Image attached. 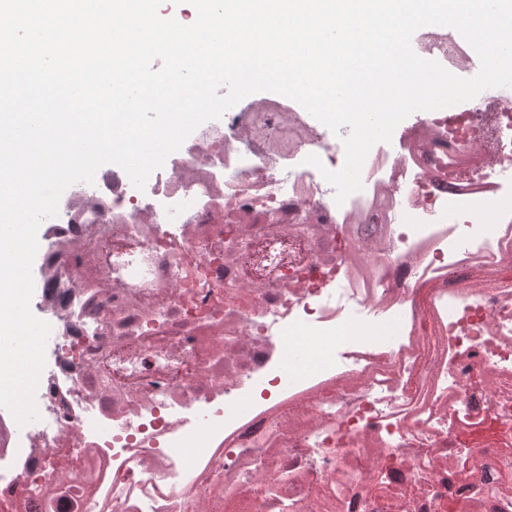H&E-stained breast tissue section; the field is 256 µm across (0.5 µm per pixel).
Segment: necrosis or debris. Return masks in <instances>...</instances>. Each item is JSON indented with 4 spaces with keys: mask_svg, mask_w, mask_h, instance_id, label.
I'll list each match as a JSON object with an SVG mask.
<instances>
[{
    "mask_svg": "<svg viewBox=\"0 0 512 512\" xmlns=\"http://www.w3.org/2000/svg\"><path fill=\"white\" fill-rule=\"evenodd\" d=\"M412 46L467 57L443 28ZM310 154L344 160L268 97L145 189L117 166L66 189L33 275L40 418L0 411V512H507L512 101L426 112L340 204ZM299 345L317 365L282 382Z\"/></svg>",
    "mask_w": 512,
    "mask_h": 512,
    "instance_id": "obj_1",
    "label": "necrosis or debris"
}]
</instances>
